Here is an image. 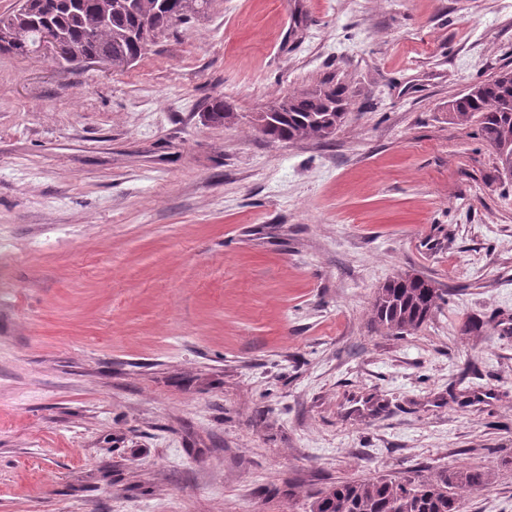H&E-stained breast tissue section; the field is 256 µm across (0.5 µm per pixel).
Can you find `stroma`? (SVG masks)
<instances>
[{
	"label": "stroma",
	"mask_w": 512,
	"mask_h": 512,
	"mask_svg": "<svg viewBox=\"0 0 512 512\" xmlns=\"http://www.w3.org/2000/svg\"><path fill=\"white\" fill-rule=\"evenodd\" d=\"M506 68L512 0H213L121 71L0 53V512L475 465L463 512H512V180L446 112ZM327 80L331 140L258 130ZM404 272L442 299L393 336ZM205 116L208 121L224 125L234 123L238 115L224 103V97H216L210 101ZM439 300L441 295L432 281L405 273L377 291L372 311L381 328L403 334L421 327L434 313Z\"/></svg>",
	"instance_id": "35a3bbf8"
}]
</instances>
